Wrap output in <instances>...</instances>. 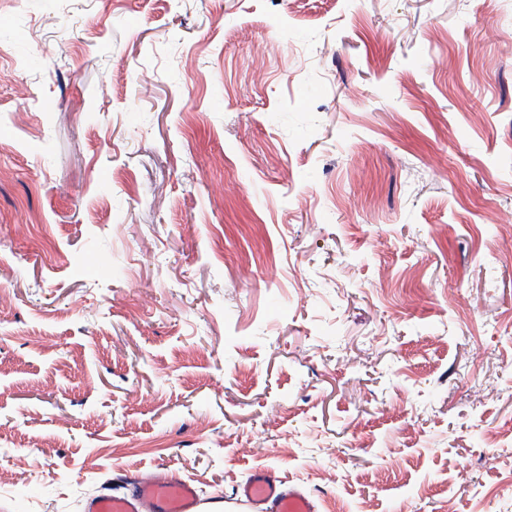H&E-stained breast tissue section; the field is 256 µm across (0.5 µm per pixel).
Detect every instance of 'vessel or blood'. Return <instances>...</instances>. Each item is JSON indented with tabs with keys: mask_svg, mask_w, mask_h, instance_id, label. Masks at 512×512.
I'll return each instance as SVG.
<instances>
[{
	"mask_svg": "<svg viewBox=\"0 0 512 512\" xmlns=\"http://www.w3.org/2000/svg\"><path fill=\"white\" fill-rule=\"evenodd\" d=\"M241 496L254 507L271 504L273 512H314L309 495L268 469L255 470ZM143 504L151 512H199L200 500L190 483L158 473L140 483L136 498L101 494L87 502L85 512H138Z\"/></svg>",
	"mask_w": 512,
	"mask_h": 512,
	"instance_id": "obj_1",
	"label": "vessel or blood"
}]
</instances>
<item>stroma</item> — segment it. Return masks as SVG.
<instances>
[{
	"mask_svg": "<svg viewBox=\"0 0 512 512\" xmlns=\"http://www.w3.org/2000/svg\"><path fill=\"white\" fill-rule=\"evenodd\" d=\"M505 214L512 0H0V512H512ZM241 496L253 507L272 504L274 512H313L309 495L296 486L287 485L270 469L255 470L241 488ZM142 503L152 512H199V496L188 482L157 473L142 481L134 499L101 494L86 504L85 512H138Z\"/></svg>",
	"mask_w": 512,
	"mask_h": 512,
	"instance_id": "stroma-1",
	"label": "stroma"
}]
</instances>
